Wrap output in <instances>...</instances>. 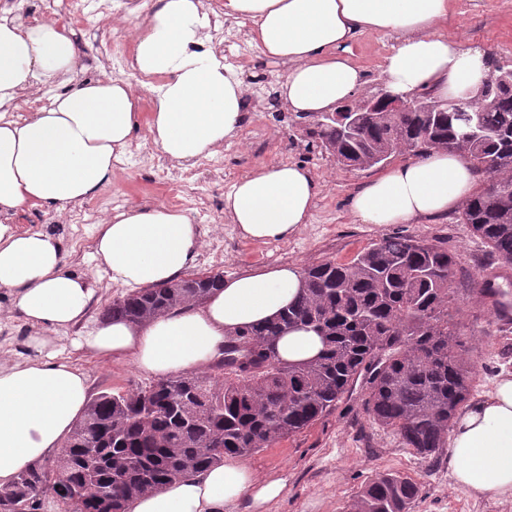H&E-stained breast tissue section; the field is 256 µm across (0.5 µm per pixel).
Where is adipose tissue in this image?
I'll return each mask as SVG.
<instances>
[{"mask_svg": "<svg viewBox=\"0 0 512 512\" xmlns=\"http://www.w3.org/2000/svg\"><path fill=\"white\" fill-rule=\"evenodd\" d=\"M224 14L249 21L259 56L284 64L277 93L297 114L330 112L352 102L365 81L347 57L367 32L395 34L383 89L429 92L444 99L490 78L483 51L448 39L440 25L450 0H224ZM203 0H156L136 24L131 74L152 94L150 114L127 81L79 80L72 31L54 21L17 23L0 16V291L35 334V356L0 363V485L51 461L90 397L85 372L47 355L46 332L81 321L93 294L70 271L59 238L19 231L10 215L40 206L64 214L111 184L116 161L140 127L164 155L191 164L217 154L237 136L246 94L224 58L203 43ZM63 85L51 108L11 119L35 82ZM477 177L459 154L434 151L407 159L351 194L363 224H410L462 206ZM319 186L305 167L273 163L251 171L224 195V214L241 238L282 241L309 223ZM200 234L183 211L163 204L132 207L98 225L93 259L110 283L138 292L177 280L193 267ZM298 264L253 268L226 279L202 302L146 324L101 320L79 337L87 351L130 358L155 378L201 370L220 359L224 339L275 318L300 295ZM323 348L318 334L297 328L278 343L280 359L300 363ZM455 484L477 497L512 504V373L456 415L448 441ZM284 479L257 477L239 456L128 502L126 512H233L249 499L266 512L285 492Z\"/></svg>", "mask_w": 512, "mask_h": 512, "instance_id": "adipose-tissue-1", "label": "adipose tissue"}]
</instances>
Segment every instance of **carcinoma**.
I'll return each mask as SVG.
<instances>
[{
  "mask_svg": "<svg viewBox=\"0 0 512 512\" xmlns=\"http://www.w3.org/2000/svg\"><path fill=\"white\" fill-rule=\"evenodd\" d=\"M473 97L479 112H364L354 138L339 120H314L304 133L347 167L445 149L461 153L478 175L496 174L462 207V220L493 258L511 264L512 75L484 82ZM223 280L215 272L126 293L102 316L149 322L203 301ZM458 292L455 255L403 233L348 262L314 264L299 299L273 321L227 337L224 358L210 370L90 399L54 468L29 466L0 487V512H40L43 493L58 512H125L133 498L302 432L359 379L374 422L434 462L474 383L448 319ZM298 326L321 337L319 356L292 364L266 354L269 342ZM420 492L416 481L385 471L365 484L350 512H411Z\"/></svg>",
  "mask_w": 512,
  "mask_h": 512,
  "instance_id": "carcinoma-1",
  "label": "carcinoma"
}]
</instances>
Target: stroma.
I'll return each mask as SVG.
<instances>
[{
  "label": "stroma",
  "mask_w": 512,
  "mask_h": 512,
  "mask_svg": "<svg viewBox=\"0 0 512 512\" xmlns=\"http://www.w3.org/2000/svg\"><path fill=\"white\" fill-rule=\"evenodd\" d=\"M443 29L468 46L485 49L494 65L512 68V0H451ZM79 51V74L95 80L99 75L129 77L127 60L133 54L132 34L120 35L103 18L90 17L74 25ZM115 42L109 65H102L99 49ZM396 43L394 35L365 33L350 45L348 57L364 74V90L372 95L383 87L385 57ZM304 122L282 106L264 105L262 111H246L237 138L216 155L223 169L220 177L187 182L179 192L182 209L196 216L205 208L209 221L200 225L201 247L192 274L224 272L231 277L258 265L294 262L301 267L324 261L350 260L372 241L400 232L429 241L442 242L457 257L460 292L451 313L461 324L463 354L473 364L476 379L472 397L487 394L497 374L512 371V328L500 327L474 289L492 261L484 244L463 224L459 211L440 219L421 218L411 224H363L352 214L350 194L375 176V169H355L310 144L303 133ZM160 152L147 131L138 138L115 168L112 183L95 197L105 216L133 206L167 203L169 192L154 180V162ZM274 162L302 165L317 181L310 224L283 241L251 242L238 236L224 218V195L247 172ZM19 231L46 229L57 234L71 271L87 275L94 288L90 304L92 319L123 288L110 285L105 273L96 271L91 260L95 225L74 223L72 216L57 217L41 207H31L12 218ZM224 245L220 261L208 260L215 242ZM83 325L50 335L48 351L58 353L89 377L91 394L127 391L147 382L125 359L102 358L76 348ZM33 331L12 312L10 298L0 292V360L13 362L31 356L27 342ZM366 388L356 384L334 411L302 432L249 455L247 462L261 476L276 474L287 481L285 497L270 512H345L352 499L376 473L393 470L415 479L421 495L413 512H512V506L491 498L476 499L450 477L447 456L427 462L401 445L397 436L376 424L365 408Z\"/></svg>",
  "instance_id": "1"
}]
</instances>
